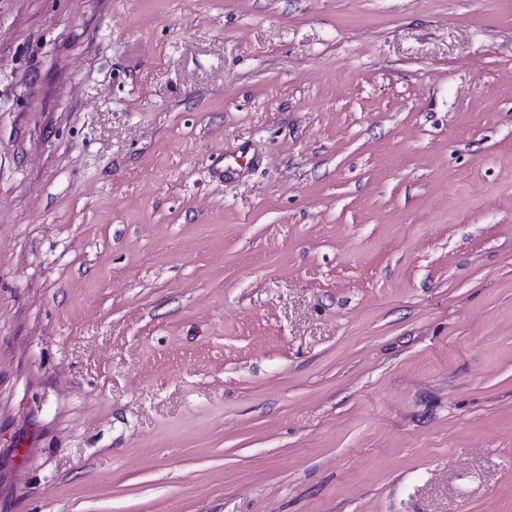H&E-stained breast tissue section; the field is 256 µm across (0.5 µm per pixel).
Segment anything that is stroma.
Listing matches in <instances>:
<instances>
[{"instance_id": "obj_1", "label": "stroma", "mask_w": 512, "mask_h": 512, "mask_svg": "<svg viewBox=\"0 0 512 512\" xmlns=\"http://www.w3.org/2000/svg\"><path fill=\"white\" fill-rule=\"evenodd\" d=\"M0 512H512V0H0Z\"/></svg>"}]
</instances>
